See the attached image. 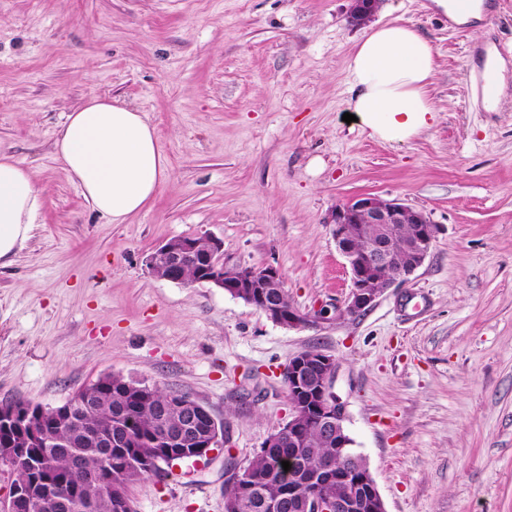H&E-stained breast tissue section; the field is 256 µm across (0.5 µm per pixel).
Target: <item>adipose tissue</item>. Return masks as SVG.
Returning a JSON list of instances; mask_svg holds the SVG:
<instances>
[{
    "label": "adipose tissue",
    "instance_id": "ef3b65f1",
    "mask_svg": "<svg viewBox=\"0 0 512 512\" xmlns=\"http://www.w3.org/2000/svg\"><path fill=\"white\" fill-rule=\"evenodd\" d=\"M435 69L433 48L417 29L397 21L374 25L348 66L349 108L380 140L407 141L438 120L428 94ZM53 155L113 224L140 212L167 178L163 146L142 113L98 95L67 114ZM41 205L31 170L0 151V266L10 265L31 238Z\"/></svg>",
    "mask_w": 512,
    "mask_h": 512
}]
</instances>
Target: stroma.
I'll return each mask as SVG.
<instances>
[{
    "instance_id": "stroma-1",
    "label": "stroma",
    "mask_w": 512,
    "mask_h": 512,
    "mask_svg": "<svg viewBox=\"0 0 512 512\" xmlns=\"http://www.w3.org/2000/svg\"><path fill=\"white\" fill-rule=\"evenodd\" d=\"M486 2L493 22L475 29L432 0H380L373 22L420 29L437 64V124L387 143L342 119L367 31L351 0H0V150L42 196L31 240L0 267V401L54 408L107 374L189 394L219 447L128 491L136 512H224L230 467L289 418L283 367L319 350L387 512H512V85L487 111L470 55L490 46L512 65V0ZM93 94L143 112L167 158L120 224L52 154ZM364 194L439 232L358 317L286 328L147 267L168 239L214 236L226 263L278 268L300 312L335 309L350 276L328 219Z\"/></svg>"
}]
</instances>
